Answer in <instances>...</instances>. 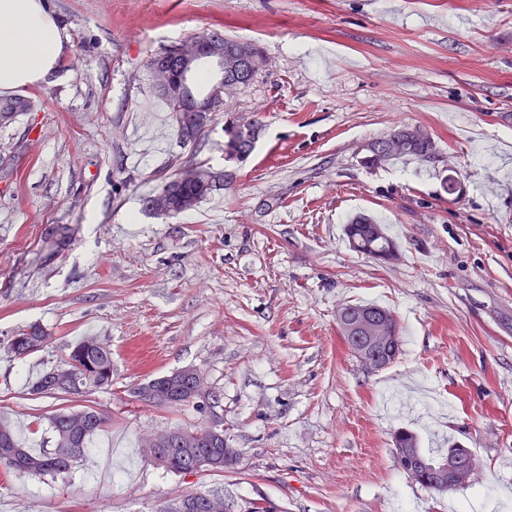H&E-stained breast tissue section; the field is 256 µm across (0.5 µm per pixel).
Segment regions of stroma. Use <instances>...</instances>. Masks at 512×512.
<instances>
[{"label":"stroma","mask_w":512,"mask_h":512,"mask_svg":"<svg viewBox=\"0 0 512 512\" xmlns=\"http://www.w3.org/2000/svg\"><path fill=\"white\" fill-rule=\"evenodd\" d=\"M70 41L58 80L0 126V418L46 448L64 397L31 394L67 345L112 351L107 419L66 479L0 476V512H163L189 492L232 512H512V0H47ZM259 42L267 66L182 144L147 59L204 30ZM259 127L243 163L224 125ZM436 158L360 163L403 126ZM226 173L193 210L143 198L187 164ZM461 190L448 194L446 178ZM386 225L399 258L354 251L355 216ZM374 302L401 353L365 370L337 314ZM40 324L54 341L15 357ZM200 368L219 393L235 469L177 476L143 461V434L196 424L133 389ZM469 449L462 489L398 467L394 433ZM25 335L30 336L32 340H37L36 348L33 349L29 353L27 352L28 344L27 345L21 344L20 346H18V348H14L13 339L15 338V336H12L9 341V349H10L11 353H13L14 356H16L20 359L25 358L35 352L41 351L45 347H47L51 344V342L41 343V339L43 337H46L47 333L40 325H36V324L31 325L28 329L22 330L16 334V336H25Z\"/></svg>","instance_id":"stroma-1"}]
</instances>
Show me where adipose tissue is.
Wrapping results in <instances>:
<instances>
[{
  "label": "adipose tissue",
  "instance_id": "obj_1",
  "mask_svg": "<svg viewBox=\"0 0 512 512\" xmlns=\"http://www.w3.org/2000/svg\"><path fill=\"white\" fill-rule=\"evenodd\" d=\"M64 40L45 0H0V94L54 83Z\"/></svg>",
  "mask_w": 512,
  "mask_h": 512
}]
</instances>
